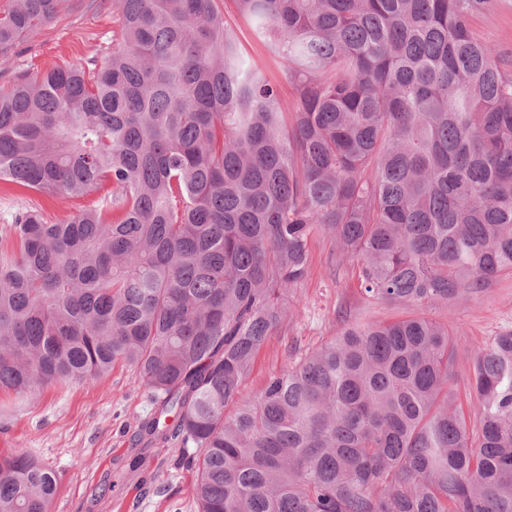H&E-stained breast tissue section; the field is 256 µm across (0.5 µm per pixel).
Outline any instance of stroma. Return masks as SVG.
Segmentation results:
<instances>
[{"mask_svg": "<svg viewBox=\"0 0 512 512\" xmlns=\"http://www.w3.org/2000/svg\"><path fill=\"white\" fill-rule=\"evenodd\" d=\"M251 65L273 80L283 66L257 41L250 22L232 16ZM474 34L512 62V0H492L487 11L469 19ZM116 24L96 0H64L58 18L24 42L10 68L0 69V90L24 77L56 66L88 65L103 60ZM92 193L80 199L18 192L0 181V248L6 246L15 213L39 207L57 221L93 204ZM330 236L310 241L305 278L290 295L291 315L282 329L260 348L241 387L245 400L256 398L266 379L288 369L294 360L347 325L368 320L393 321L417 314L451 323L457 357L452 383L467 391L475 348L512 331V276L495 279L483 292L442 306H367L352 265H337ZM158 406L136 369L119 363L93 384L68 383L45 388L33 402L0 392V453H30L56 474L58 490L50 512H196L194 475L178 463L172 445L142 446L140 427ZM144 447L146 464L132 468L133 450Z\"/></svg>", "mask_w": 512, "mask_h": 512, "instance_id": "obj_1", "label": "stroma"}]
</instances>
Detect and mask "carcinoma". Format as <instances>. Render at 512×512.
Here are the masks:
<instances>
[{
  "label": "carcinoma",
  "mask_w": 512,
  "mask_h": 512,
  "mask_svg": "<svg viewBox=\"0 0 512 512\" xmlns=\"http://www.w3.org/2000/svg\"><path fill=\"white\" fill-rule=\"evenodd\" d=\"M63 0H9L0 66ZM490 0H109L100 67L0 93V180L101 203L15 216L0 251V391L123 362L164 395L197 512H512V333L344 329L239 400L331 236L370 303L447 304L512 274V72L468 28ZM282 59L243 57L227 4ZM236 406L228 415V406ZM51 469L0 456V512H49Z\"/></svg>",
  "instance_id": "cac0c4a2"
}]
</instances>
